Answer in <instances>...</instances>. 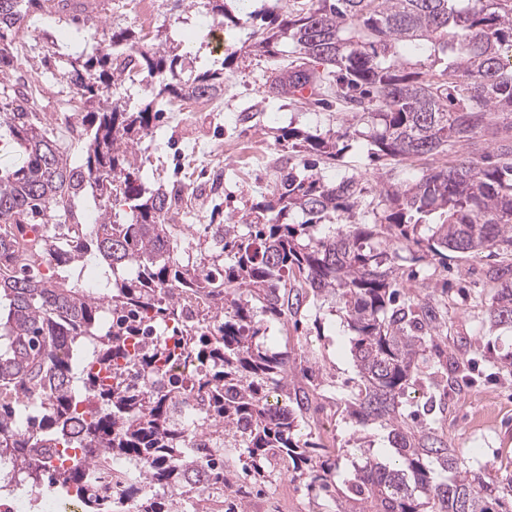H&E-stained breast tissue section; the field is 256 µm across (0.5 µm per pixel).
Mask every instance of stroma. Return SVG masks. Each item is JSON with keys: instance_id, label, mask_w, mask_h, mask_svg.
I'll list each match as a JSON object with an SVG mask.
<instances>
[{"instance_id": "obj_1", "label": "stroma", "mask_w": 512, "mask_h": 512, "mask_svg": "<svg viewBox=\"0 0 512 512\" xmlns=\"http://www.w3.org/2000/svg\"><path fill=\"white\" fill-rule=\"evenodd\" d=\"M230 7L238 17L237 27L224 32L220 41L210 34L216 25L197 12L183 14L167 10L164 0H156L155 25L165 26L171 42L180 51L190 52L195 71L223 69L224 92L208 112L194 113L190 121L162 112L153 144L148 151L137 152L135 165L149 174L151 182L185 181L182 157L192 150L220 144L221 155L201 158L192 182H185L192 197V208L183 216L189 224L190 237L203 233L204 224L213 216H222L228 224H248L259 203L275 187L281 168L289 156L286 142L278 141L280 130L296 126L312 132L338 124L336 112H315L282 98L267 104L258 124L252 128L236 125L237 113L258 101L263 94L259 74L266 65L265 57L248 55L252 33L260 24L265 0H232ZM27 27L37 30V37L24 44L26 71L23 79L34 88V110L43 124H50L56 113L67 111L78 91L63 77L60 55L92 52L103 37L102 25H86L82 38L67 39L72 29L70 20L52 21L47 10L30 13ZM369 144L360 140L336 164H317L314 172L329 180L344 176H362L375 180L387 169L385 161H370ZM221 173L222 194L213 197L209 180ZM490 251L478 254L453 253L447 264L434 266L418 262L413 287L447 289L451 304L448 339L465 345L473 358L469 379L448 396V411L440 422L448 443L455 448L461 468H474V448H481L484 461L494 464L498 475H512V377L498 375L493 360L512 347V332L504 329L477 331L484 313L481 301L491 298L494 288L485 278L488 265L494 263ZM349 332L340 316L330 314L318 304L305 307L299 327L285 329L270 322L268 343L278 350H288L295 361L317 359L326 367V377L319 386L318 410L309 421L313 439L337 448L340 468H347L356 450L352 441L353 427L342 416L339 404L359 381L349 353ZM248 512H318L316 502L309 499L303 486L290 478L275 475L250 488Z\"/></svg>"}]
</instances>
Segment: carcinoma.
<instances>
[{"label": "carcinoma", "instance_id": "carcinoma-1", "mask_svg": "<svg viewBox=\"0 0 512 512\" xmlns=\"http://www.w3.org/2000/svg\"><path fill=\"white\" fill-rule=\"evenodd\" d=\"M226 2L171 0L225 30L238 24ZM38 5L0 0V74L15 58L5 32ZM102 8L52 5L91 23ZM268 17L255 47L273 59L288 39L296 59L264 72L262 101L334 106L342 124L288 128L292 156L261 207L271 217L207 224L182 250L186 225L166 223L182 185H147L129 155L153 134L159 102L220 95L224 73L183 82L187 58L168 46L166 28L150 45L132 27L108 29L63 72L90 107L77 164L38 121L26 86L0 85V138L22 156L0 167V460L35 493L45 477L36 462L73 449L50 481L83 512H123L126 495L139 498L138 512H184L203 464L242 505L247 486L228 477L235 460L255 482L290 475L332 503L328 512H512V478L485 475L487 463L457 470L438 431L471 359L440 340L448 302L405 287L401 273L403 261L496 249L485 322L512 330V0H293ZM134 70L152 78L151 99L135 112L104 105ZM358 139L391 162L389 178L308 173V156L333 164ZM419 161L412 180L396 177L395 166ZM89 192L100 200L91 228L78 214ZM116 205L129 207V223L112 222ZM295 211L308 219L289 222ZM91 264L99 295L83 283ZM312 299L354 332L360 383L340 401L345 418L386 428L393 453L382 461L362 448L341 487L337 460L300 435L316 385L298 383L288 351L267 346L264 317H295ZM175 361L188 376L168 375ZM418 389L424 401L404 411ZM80 404L87 419L73 442L65 427ZM200 432L211 439L205 458L191 445ZM117 459L142 466V481L115 468L111 482L89 481V467Z\"/></svg>", "mask_w": 512, "mask_h": 512}]
</instances>
